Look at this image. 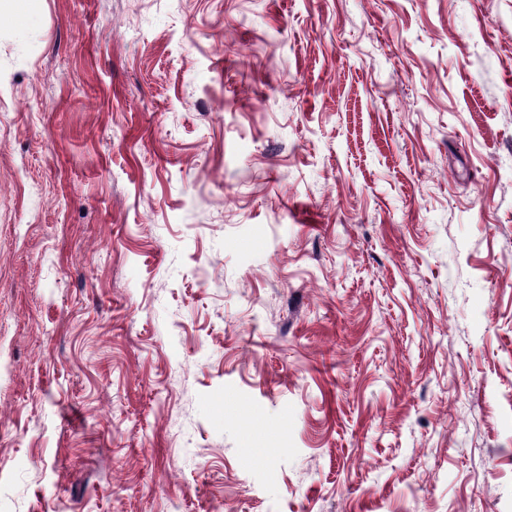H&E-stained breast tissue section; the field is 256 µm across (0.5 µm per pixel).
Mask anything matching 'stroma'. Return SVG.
Segmentation results:
<instances>
[{
    "label": "stroma",
    "instance_id": "stroma-1",
    "mask_svg": "<svg viewBox=\"0 0 512 512\" xmlns=\"http://www.w3.org/2000/svg\"><path fill=\"white\" fill-rule=\"evenodd\" d=\"M0 512H512V0H0Z\"/></svg>",
    "mask_w": 512,
    "mask_h": 512
}]
</instances>
